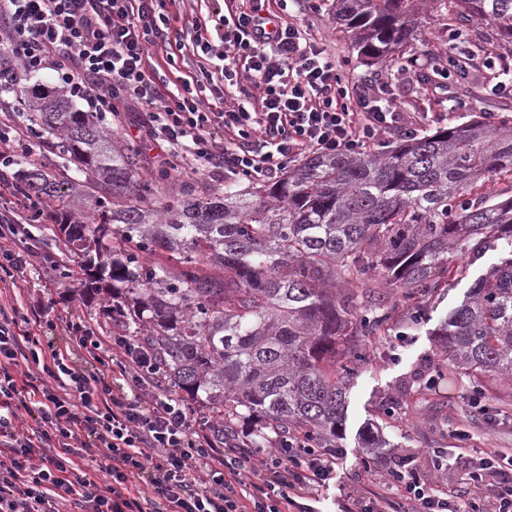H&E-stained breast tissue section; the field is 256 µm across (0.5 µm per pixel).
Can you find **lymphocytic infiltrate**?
<instances>
[{"label": "lymphocytic infiltrate", "instance_id": "f902f5d3", "mask_svg": "<svg viewBox=\"0 0 512 512\" xmlns=\"http://www.w3.org/2000/svg\"><path fill=\"white\" fill-rule=\"evenodd\" d=\"M278 2L221 16L216 45L196 22L204 59L172 84L148 65L156 47L184 48L162 29L166 0H0V52L30 76L56 72L89 111L140 107L165 151L265 180L296 155L365 149L399 120L392 99L344 79ZM244 79L255 92L239 99ZM216 86L220 112L204 94ZM13 222L0 213V512H319L338 450L292 435L253 464L247 436L195 430L152 357L125 337L78 322L49 336L48 309L20 314L16 290L35 254L17 245ZM452 437L461 488L429 481L408 455L367 461L396 494L361 498L357 512H512V453L467 447L460 429Z\"/></svg>", "mask_w": 512, "mask_h": 512}]
</instances>
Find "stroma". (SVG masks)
Wrapping results in <instances>:
<instances>
[{"mask_svg": "<svg viewBox=\"0 0 512 512\" xmlns=\"http://www.w3.org/2000/svg\"><path fill=\"white\" fill-rule=\"evenodd\" d=\"M416 8L421 34L413 53L418 60L430 55L447 56L452 48L458 54L473 56L472 70L452 75L447 89L419 84L416 71L399 70L397 63L389 60L365 63L336 18L334 0H288L287 11L295 24L336 58L346 78L374 89L384 88L405 119L420 124L425 132L463 124L488 113L501 114L504 101L491 92L493 72L485 68L484 60L490 52L497 62L512 66V43H479L472 22L459 23L458 38L449 39L448 26L436 13L432 0H417ZM224 11L225 0H180L165 9L166 34L172 41L186 38L195 20ZM0 68L11 69L16 77L12 91L0 95V122L23 124L28 109L27 88L37 80L55 83L56 74L47 71L33 79L17 62L6 58L0 59ZM140 117V108H132L109 118L107 126L114 146L132 144L140 148L141 174L146 177L156 168L159 149L142 137ZM57 209V204L44 203L38 223L30 224L44 258L20 285L22 305L27 309L49 306L58 323L79 319L97 323L103 318L102 301L83 304L75 293V277L64 276L61 270L66 259L52 240ZM497 261L498 254L492 250L473 264L456 257L457 275L426 304L421 320L416 322L410 319L401 289H385L392 320L380 336L372 339L368 361L349 380L346 418L337 439L342 455L335 484L322 493L323 512H340L354 498L379 490L378 475L364 472L363 459L395 454L427 458L429 449L454 447L448 432L455 428L468 432L469 447L512 448V382L487 377L481 402L472 403L470 382L464 372L441 370L442 348L434 335L448 311L460 305L473 282ZM436 369L442 376L436 386L427 387L425 381ZM372 430L379 432L382 447H364L363 437Z\"/></svg>", "mask_w": 512, "mask_h": 512, "instance_id": "35a3bbf8", "label": "stroma"}]
</instances>
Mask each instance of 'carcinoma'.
<instances>
[{"label": "carcinoma", "mask_w": 512, "mask_h": 512, "mask_svg": "<svg viewBox=\"0 0 512 512\" xmlns=\"http://www.w3.org/2000/svg\"><path fill=\"white\" fill-rule=\"evenodd\" d=\"M412 0H336V14L371 61L416 40ZM452 22L474 21L487 42H512V0H436ZM32 135H63L62 166L74 164L92 223L66 210V188L26 154L15 187L27 201L56 200L63 251L83 272L86 303L112 294L104 316L156 358L164 388L208 407L234 431L247 413L269 435H301L333 448L346 378L366 359L348 337L369 338L391 309L370 271L404 298L448 285L452 256L475 262L501 253L448 312L446 364L467 370L472 392L489 373L512 380V197L479 193L487 178L512 179V126L476 120L409 137L377 152L314 155L275 181L198 193L186 184L170 202L171 166L140 181L141 152L121 150L86 113L43 87L30 91ZM162 250L167 263L149 257Z\"/></svg>", "instance_id": "1"}]
</instances>
